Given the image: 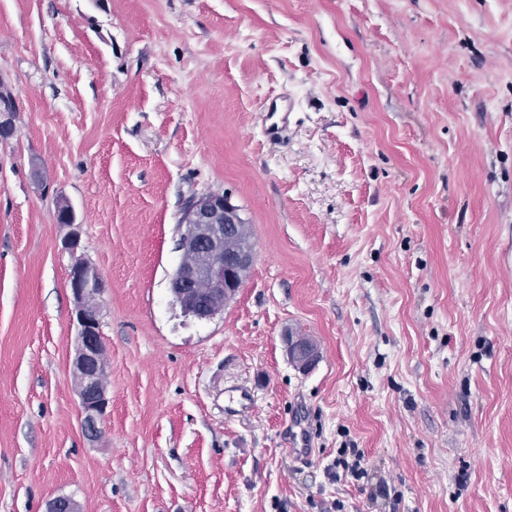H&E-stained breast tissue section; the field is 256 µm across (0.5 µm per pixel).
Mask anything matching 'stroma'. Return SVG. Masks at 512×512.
<instances>
[{
    "label": "stroma",
    "mask_w": 512,
    "mask_h": 512,
    "mask_svg": "<svg viewBox=\"0 0 512 512\" xmlns=\"http://www.w3.org/2000/svg\"><path fill=\"white\" fill-rule=\"evenodd\" d=\"M0 78V512H512V0H0ZM209 192L255 258L201 320L170 280ZM78 257L104 284L94 440ZM344 448L366 478L328 475ZM278 105L283 106L280 109L278 121L272 122L265 129V135L270 141H274L281 137L283 131L288 126V112L292 109V102L288 99V95H283L273 100L269 104L268 112H277ZM69 282L79 325L73 374L77 380L80 423L86 436L95 439L105 423L109 404L98 302L103 281L95 266L79 258L71 266ZM288 357L299 369H310L319 358L317 346L308 338L303 336H288L287 339Z\"/></svg>",
    "instance_id": "stroma-1"
}]
</instances>
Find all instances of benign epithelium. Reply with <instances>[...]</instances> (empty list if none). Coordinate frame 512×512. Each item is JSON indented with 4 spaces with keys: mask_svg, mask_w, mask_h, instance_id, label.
I'll list each match as a JSON object with an SVG mask.
<instances>
[{
    "mask_svg": "<svg viewBox=\"0 0 512 512\" xmlns=\"http://www.w3.org/2000/svg\"><path fill=\"white\" fill-rule=\"evenodd\" d=\"M180 224L184 226L180 248L197 256V262L177 267L171 291L186 312L210 319L235 298L252 264L251 240L244 239L236 250H224V239L238 235L246 220L228 194L208 193L188 201ZM69 282L79 325L73 374L80 423L86 436L95 439L105 423L109 404L98 302L103 281L95 266L79 258L71 266ZM287 351L291 362L302 370L310 369L319 358L317 346L303 336L287 337Z\"/></svg>",
    "mask_w": 512,
    "mask_h": 512,
    "instance_id": "7a95c632",
    "label": "benign epithelium"
}]
</instances>
